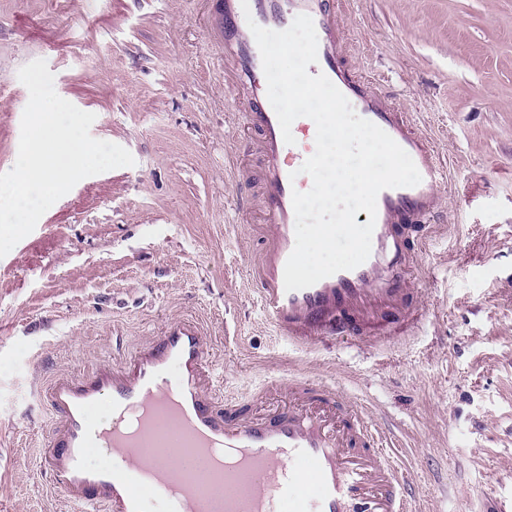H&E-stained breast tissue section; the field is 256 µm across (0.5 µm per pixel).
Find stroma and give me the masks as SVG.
Listing matches in <instances>:
<instances>
[{
	"mask_svg": "<svg viewBox=\"0 0 512 512\" xmlns=\"http://www.w3.org/2000/svg\"><path fill=\"white\" fill-rule=\"evenodd\" d=\"M215 0H0V173L46 60L92 137L131 167L84 178L0 258V512H66L40 393L180 317L206 328L226 402L289 408L288 379L338 387L400 445L420 512L512 504V0H346L349 59L448 165L410 282L423 315L377 349L281 338L251 270L265 184L242 93L206 44Z\"/></svg>",
	"mask_w": 512,
	"mask_h": 512,
	"instance_id": "stroma-1",
	"label": "stroma"
}]
</instances>
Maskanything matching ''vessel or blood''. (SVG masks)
I'll list each match as a JSON object with an SVG mask.
<instances>
[{"instance_id":"b4317fda","label":"vessel or blood","mask_w":512,"mask_h":512,"mask_svg":"<svg viewBox=\"0 0 512 512\" xmlns=\"http://www.w3.org/2000/svg\"><path fill=\"white\" fill-rule=\"evenodd\" d=\"M221 24L211 47L232 65L235 85L247 92L248 125L259 136L267 194V244L256 271L259 298L277 330L297 344L349 336L364 343L407 335L419 319L405 273L416 264L406 223L440 211L445 169L430 139L406 113L388 103L373 80L347 66L351 44L341 30L340 0H221ZM312 18L318 59L311 75H325L355 112L389 134L412 158L421 181L386 189L377 198L369 258L301 290L286 291L284 269L295 246L293 191H307L301 173L315 151L316 126L292 125L286 144L276 113L256 87L262 60L249 22L288 28L297 15ZM54 434L44 453L46 471L79 512H412L404 469L371 413L328 384L293 380L288 394L304 408L270 419L215 412L216 387L201 324L170 322L160 336L86 378H54L45 389ZM109 405L110 422L92 417ZM113 453L111 467H90L91 449Z\"/></svg>"}]
</instances>
